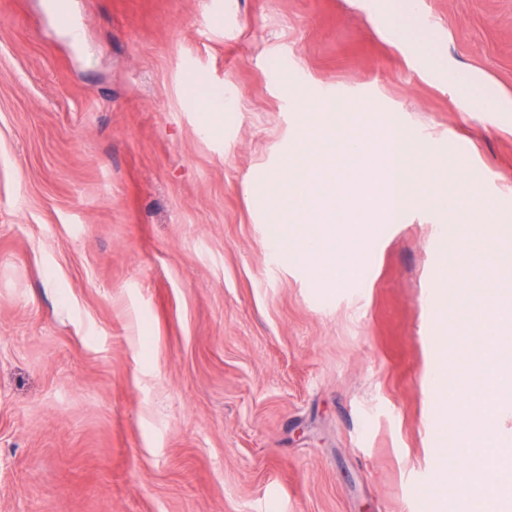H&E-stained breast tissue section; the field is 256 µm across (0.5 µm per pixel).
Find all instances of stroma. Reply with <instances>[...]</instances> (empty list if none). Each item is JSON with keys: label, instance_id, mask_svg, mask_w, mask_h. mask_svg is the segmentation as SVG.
<instances>
[{"label": "stroma", "instance_id": "obj_1", "mask_svg": "<svg viewBox=\"0 0 512 512\" xmlns=\"http://www.w3.org/2000/svg\"><path fill=\"white\" fill-rule=\"evenodd\" d=\"M67 2L0 0V512H423L435 217L327 291L273 255L263 179L294 90L372 139L394 113L467 143L447 181L512 257V0H419L402 40L373 0Z\"/></svg>", "mask_w": 512, "mask_h": 512}]
</instances>
